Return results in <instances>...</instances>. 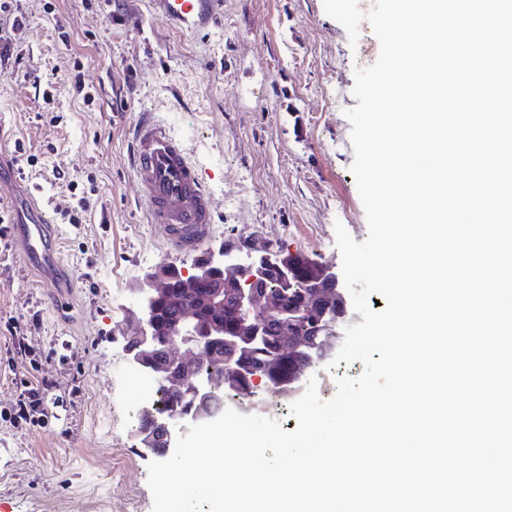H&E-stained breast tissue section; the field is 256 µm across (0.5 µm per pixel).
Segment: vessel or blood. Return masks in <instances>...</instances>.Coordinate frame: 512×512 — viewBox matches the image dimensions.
Masks as SVG:
<instances>
[{"instance_id": "vessel-or-blood-1", "label": "vessel or blood", "mask_w": 512, "mask_h": 512, "mask_svg": "<svg viewBox=\"0 0 512 512\" xmlns=\"http://www.w3.org/2000/svg\"><path fill=\"white\" fill-rule=\"evenodd\" d=\"M171 24L208 28L224 16V0H152ZM133 170L149 221L178 252L193 251L213 233V199L181 143L163 121L140 120L133 140ZM27 267L51 276L60 266V247L50 209L30 201L24 223L13 225Z\"/></svg>"}]
</instances>
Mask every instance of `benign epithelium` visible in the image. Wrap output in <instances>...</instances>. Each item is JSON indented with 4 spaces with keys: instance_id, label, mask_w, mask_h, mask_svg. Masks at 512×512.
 Returning a JSON list of instances; mask_svg holds the SVG:
<instances>
[{
    "instance_id": "7a95c632",
    "label": "benign epithelium",
    "mask_w": 512,
    "mask_h": 512,
    "mask_svg": "<svg viewBox=\"0 0 512 512\" xmlns=\"http://www.w3.org/2000/svg\"><path fill=\"white\" fill-rule=\"evenodd\" d=\"M323 272L324 278L313 282L318 289L315 301L298 311L288 307L283 295L268 290V281L275 275L286 288L301 277V266L270 241L249 234L217 251H207L189 267L166 261L144 274L135 292V308L124 310L113 339L122 344L132 375L147 374L155 387L178 396V404L151 420V427L141 433L144 456L168 459L178 435H186L189 425L216 419L218 414L202 409L214 388L239 378L250 379L254 388L248 396L249 406L255 407L260 392L283 385L278 377L257 374L255 366L243 359L253 345L266 339V316L286 317L284 325L291 329L296 324L291 316L298 314L311 330L309 336L290 337L289 349L303 371L324 360L330 348L319 333L349 320L350 300L336 266L326 264ZM190 294L195 296L193 306L207 311L223 308L225 298H230L236 318L229 324L203 323L190 308L177 318H159L160 303L178 308L182 297ZM335 296L342 299L337 314L323 309ZM261 299L267 304L259 305ZM219 346L228 349L225 371L203 373L201 355Z\"/></svg>"
}]
</instances>
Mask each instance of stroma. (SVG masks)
Listing matches in <instances>:
<instances>
[{"label":"stroma","mask_w":512,"mask_h":512,"mask_svg":"<svg viewBox=\"0 0 512 512\" xmlns=\"http://www.w3.org/2000/svg\"><path fill=\"white\" fill-rule=\"evenodd\" d=\"M1 27L18 59L0 65V199L22 200L18 167L42 185L63 275L44 284L0 243V512H152L137 432L147 400L112 332L145 272L195 255L149 224L132 129L154 113L187 149L214 201L208 247L255 234L340 264L336 224L368 234L345 113L379 42L366 22L350 42L323 0H224L221 24L196 32L149 0H12ZM33 359L41 427L7 416Z\"/></svg>","instance_id":"35a3bbf8"}]
</instances>
